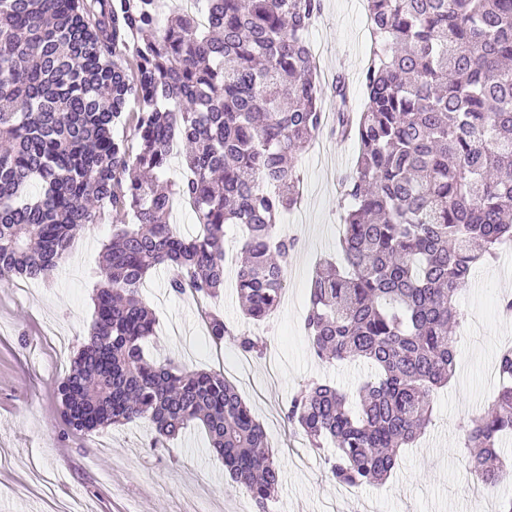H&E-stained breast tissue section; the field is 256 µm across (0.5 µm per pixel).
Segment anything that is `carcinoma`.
Returning a JSON list of instances; mask_svg holds the SVG:
<instances>
[{
  "instance_id": "cac0c4a2",
  "label": "carcinoma",
  "mask_w": 512,
  "mask_h": 512,
  "mask_svg": "<svg viewBox=\"0 0 512 512\" xmlns=\"http://www.w3.org/2000/svg\"><path fill=\"white\" fill-rule=\"evenodd\" d=\"M202 2L206 25L183 11L162 28L159 0H0V286L49 279L103 209L132 211L135 223L112 225L104 245L92 332L57 385L61 419L83 437L148 421L152 448L199 422L231 481L267 512L280 470L262 426L223 372L148 357L155 317L140 292L162 266L170 293L216 296L234 224L245 315L278 308L297 242L276 225L300 202L298 158L326 127L308 41L322 3ZM366 2L363 109H349L342 78L334 89L331 132L360 147L340 183L341 262L316 271L305 329L319 360L371 373L356 410L314 381L283 410L312 449L333 445L327 472L351 487L383 481L431 422L465 321L457 295L512 241V0ZM131 99L135 154L114 134ZM174 146L186 178L168 184ZM177 196L196 215L192 236L169 221ZM204 317L215 343L263 353L261 337ZM498 373L497 396L464 428L484 485L505 474L512 349Z\"/></svg>"
}]
</instances>
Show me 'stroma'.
Wrapping results in <instances>:
<instances>
[{"label":"stroma","mask_w":512,"mask_h":512,"mask_svg":"<svg viewBox=\"0 0 512 512\" xmlns=\"http://www.w3.org/2000/svg\"><path fill=\"white\" fill-rule=\"evenodd\" d=\"M309 40L323 68H338L345 77L350 103L361 110L360 76L371 50L364 0H322ZM317 142L318 149L298 160L300 202L277 226L297 240L279 308L264 325L247 318L232 263L214 300L234 330L266 336L265 357L244 358L228 342L215 347L196 299L169 294L161 270L141 290L156 318L145 351L189 370L223 372L236 386L280 465L269 512H498L512 498V481L474 482L465 469L463 434L499 387L490 370L502 337H512V319L497 312L499 297L512 292V249L477 266L458 295L469 322L457 332L455 375L433 393L430 424L416 446L400 449L398 467L381 484L348 490L330 481L323 452L311 449L302 430L283 417L303 381H326L353 397L367 372L360 363L321 362L304 330L311 279L343 229L340 181L358 153L353 139L325 133ZM112 223L90 225L52 280L0 288V512H258L210 453L198 424L157 450L149 446L153 427L147 422L111 426L88 438L66 433L55 387L90 332L100 252Z\"/></svg>","instance_id":"stroma-1"}]
</instances>
